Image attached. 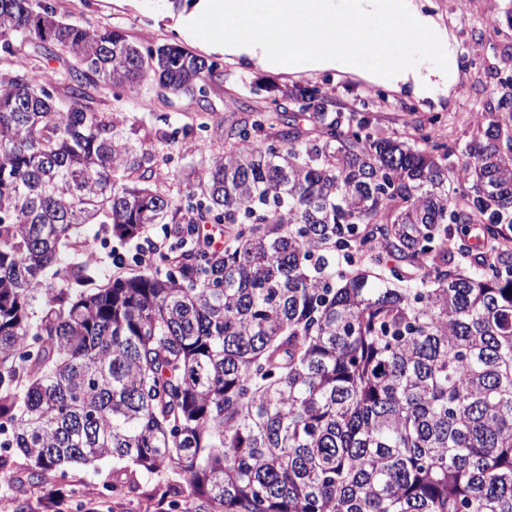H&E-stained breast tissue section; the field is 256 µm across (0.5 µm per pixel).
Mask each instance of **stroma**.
Listing matches in <instances>:
<instances>
[{
  "label": "stroma",
  "instance_id": "1",
  "mask_svg": "<svg viewBox=\"0 0 512 512\" xmlns=\"http://www.w3.org/2000/svg\"><path fill=\"white\" fill-rule=\"evenodd\" d=\"M57 17L67 22L92 20L122 30L130 41L143 44H177L194 55L217 61L221 75L208 89L207 99L218 116L233 121L260 108L284 90L318 87L334 112L366 109L385 135L421 124L453 147L449 164H459L460 151L484 117L480 100L501 95L512 85V61L504 56L512 48V0H434L457 48L461 62L458 83L452 94L420 101L402 93L331 70L319 73L265 72L245 65L203 44L188 41L177 26L178 10L172 0H49ZM261 85L260 94L245 89V82ZM102 108L120 113L128 122L153 124L156 116L168 115L180 123L194 112L197 103L183 97L167 100L153 83H144L133 100H115L111 90L97 92ZM115 463L109 460L73 465L65 479L47 477L25 480L26 464L17 460L0 473V496L12 499L18 512H52L55 498H63L65 512H166L167 505L154 492L156 477L144 476L137 491L111 496L105 490Z\"/></svg>",
  "mask_w": 512,
  "mask_h": 512
}]
</instances>
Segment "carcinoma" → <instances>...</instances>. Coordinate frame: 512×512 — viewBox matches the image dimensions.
Instances as JSON below:
<instances>
[{
    "label": "carcinoma",
    "mask_w": 512,
    "mask_h": 512,
    "mask_svg": "<svg viewBox=\"0 0 512 512\" xmlns=\"http://www.w3.org/2000/svg\"><path fill=\"white\" fill-rule=\"evenodd\" d=\"M26 47L62 66L28 71ZM0 61L1 470L111 458L110 488L167 472L171 507L209 512H512V98L450 166L430 132L297 87L175 198L162 147L223 123L216 62L47 0H0ZM145 82L199 106L154 148L94 96ZM90 224L171 238L106 273Z\"/></svg>",
    "instance_id": "cac0c4a2"
}]
</instances>
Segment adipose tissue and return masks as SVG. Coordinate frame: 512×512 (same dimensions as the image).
<instances>
[{
	"instance_id": "obj_1",
	"label": "adipose tissue",
	"mask_w": 512,
	"mask_h": 512,
	"mask_svg": "<svg viewBox=\"0 0 512 512\" xmlns=\"http://www.w3.org/2000/svg\"><path fill=\"white\" fill-rule=\"evenodd\" d=\"M270 0H197L181 21L188 38L207 42L211 50L244 58L267 72L339 70L392 91L410 89L418 98L432 96L436 87L454 88L457 67L448 51V33L424 10L421 0H401V14L413 30L432 32L431 64L420 69L402 58L384 56L375 42H353L332 27L318 26L314 0H288V14L272 13ZM366 57L381 58L377 67L363 65Z\"/></svg>"
}]
</instances>
